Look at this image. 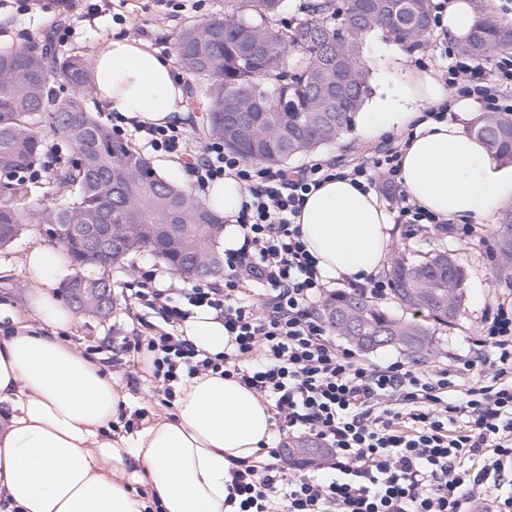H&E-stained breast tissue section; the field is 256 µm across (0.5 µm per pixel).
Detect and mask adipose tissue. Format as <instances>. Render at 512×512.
I'll return each instance as SVG.
<instances>
[{
	"label": "adipose tissue",
	"mask_w": 512,
	"mask_h": 512,
	"mask_svg": "<svg viewBox=\"0 0 512 512\" xmlns=\"http://www.w3.org/2000/svg\"><path fill=\"white\" fill-rule=\"evenodd\" d=\"M91 77L109 111L140 125L179 124L187 116L184 80L141 41L105 43L92 59ZM447 96L442 82L410 72L397 93L363 114L362 130L407 135L402 188L422 209L460 224L492 217L512 206V164L465 132L473 98L455 104L458 121L426 117ZM245 199L229 177L205 191L204 202L228 221L224 247L241 243L234 218ZM299 222L325 277L362 282L387 263L391 216L373 192L350 180L333 178L312 192ZM68 264L62 248L43 245L23 259L31 308L55 329L76 321L50 292ZM183 331L198 350L224 349V325L213 312H196ZM125 404L103 366L16 319L0 341V496L18 512H142L131 489L136 482L162 512H239L231 499L234 472L266 460L276 437L273 415L256 392L233 378L197 376L179 386L174 416L156 415L128 435L112 429Z\"/></svg>",
	"instance_id": "1"
}]
</instances>
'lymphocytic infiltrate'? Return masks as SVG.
I'll use <instances>...</instances> for the list:
<instances>
[{"label": "lymphocytic infiltrate", "instance_id": "obj_1", "mask_svg": "<svg viewBox=\"0 0 512 512\" xmlns=\"http://www.w3.org/2000/svg\"><path fill=\"white\" fill-rule=\"evenodd\" d=\"M439 67L458 96L491 112H512V59L472 65L441 49ZM146 147L189 157L198 190L218 179L247 194L236 222L239 248L224 253L223 285L166 286L143 277L131 307L153 315L124 338L112 368L138 383L137 360H151V381L164 404L178 385L211 373L238 379L271 400L280 435L323 442V464L289 473L280 447L269 462L234 472L242 512H512V302L499 303L475 341L476 355L453 356L425 369L400 361L372 364L329 337L319 305L327 280L302 239L308 196L330 178L392 200L394 221L442 227V219L409 201L401 186L395 141L352 164L316 163L288 171L227 150L222 140L193 143L185 130L135 126ZM260 285L252 298V285ZM224 325L222 352L197 350L180 334L196 310Z\"/></svg>", "mask_w": 512, "mask_h": 512}]
</instances>
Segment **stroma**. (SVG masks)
Wrapping results in <instances>:
<instances>
[{"mask_svg":"<svg viewBox=\"0 0 512 512\" xmlns=\"http://www.w3.org/2000/svg\"><path fill=\"white\" fill-rule=\"evenodd\" d=\"M74 8L57 4L56 0H0V48L41 46L45 36L69 31L64 55L92 59L107 41L123 36L147 44L157 54L175 58V41L187 26L223 16L224 0H74ZM423 48L409 49L376 32L367 40L363 57L369 62L370 83L374 96L394 92L407 68L417 67ZM38 130L45 146L56 147V155H42L35 173H22L21 178L31 193L23 203L33 209L51 210L60 199L52 183L53 171L75 156L73 145L55 132L48 122ZM377 138L350 130L336 141L323 146L316 154L289 161L292 169H300L315 159L348 160L364 155L378 146ZM471 234L459 240L455 234L434 229L411 230L403 224L394 225L388 244L389 257H417L439 252L455 258L467 272L460 315L453 326L436 330V350L425 360L426 368L447 364L452 353L473 351L484 318L496 303L512 300V275L500 266L497 238L490 230L489 220L472 222ZM53 240L46 225L33 223L9 244L0 247V340L4 339L15 315L30 313V296L24 286L26 272L22 259L36 244L49 246ZM158 270L165 277L173 271L166 263L147 254L131 256L123 265L112 267L113 307L106 317L80 313L73 327L59 330L58 335L86 355L106 362L111 346L139 330L141 321L126 307L125 297L135 288L139 277L149 270Z\"/></svg>","mask_w":512,"mask_h":512,"instance_id":"obj_1","label":"stroma"}]
</instances>
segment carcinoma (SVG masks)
Here are the masks:
<instances>
[{
    "instance_id": "obj_1",
    "label": "carcinoma",
    "mask_w": 512,
    "mask_h": 512,
    "mask_svg": "<svg viewBox=\"0 0 512 512\" xmlns=\"http://www.w3.org/2000/svg\"><path fill=\"white\" fill-rule=\"evenodd\" d=\"M333 0H313L307 17L294 27L274 30L275 43L250 60L242 58L238 32L265 40L288 0H227L224 16L179 34L182 68L204 80L201 91L210 108L209 133L250 161L284 165L311 153L351 129L372 94L361 48L373 32L418 46L430 34L429 0H350L342 13ZM461 53L485 61L512 50V27L488 17L475 19L459 45ZM58 79L86 87L89 66L77 55L58 57L50 40L42 49L0 50V171H26L40 160L36 128L43 114L50 125L79 149L83 160L54 174L67 204L48 212L19 206L27 186L0 187V246L26 224L49 225L55 242L79 272L72 284L101 288L74 303L87 314H101L99 298L112 294L105 272L137 252L148 251L188 280L218 276L224 258L216 244L224 217L199 198L163 178L138 151L112 138V131L89 112L82 99L54 103L51 84ZM475 132L493 153L512 159V122L484 113ZM75 224L89 232H109L107 250L98 253L83 235L66 233ZM494 233L501 263L512 266V211L502 214ZM397 303L433 321L458 317L467 273L445 253L421 260L393 259L388 269ZM323 318L338 336H407L395 343L421 358L432 355L434 331L423 320H403L356 292L338 293L322 307Z\"/></svg>"
}]
</instances>
